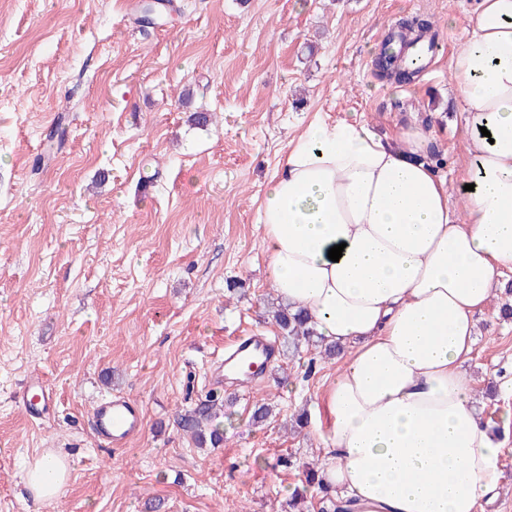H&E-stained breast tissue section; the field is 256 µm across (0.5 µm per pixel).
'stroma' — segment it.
I'll list each match as a JSON object with an SVG mask.
<instances>
[{"label": "stroma", "mask_w": 512, "mask_h": 512, "mask_svg": "<svg viewBox=\"0 0 512 512\" xmlns=\"http://www.w3.org/2000/svg\"><path fill=\"white\" fill-rule=\"evenodd\" d=\"M142 0H0V512H288L298 469L318 462L299 411L324 416L337 363L279 350L263 380L224 388V444L197 447L177 417L214 391L236 337L276 339L258 206L294 135L315 117L415 124L466 167L452 59L474 0H171L146 27ZM432 24L438 49L410 83L378 76L373 47L400 22ZM197 111L212 113L193 125ZM63 126L64 142L47 136ZM512 272L477 317L466 371L501 432L512 512ZM47 409L23 400L32 380ZM120 393L143 414L115 448L94 407ZM271 403L251 421L257 400ZM69 463L60 498L34 507L27 467Z\"/></svg>", "instance_id": "obj_1"}]
</instances>
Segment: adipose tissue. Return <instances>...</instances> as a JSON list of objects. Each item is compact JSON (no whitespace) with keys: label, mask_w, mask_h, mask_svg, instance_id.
Listing matches in <instances>:
<instances>
[{"label":"adipose tissue","mask_w":512,"mask_h":512,"mask_svg":"<svg viewBox=\"0 0 512 512\" xmlns=\"http://www.w3.org/2000/svg\"><path fill=\"white\" fill-rule=\"evenodd\" d=\"M452 74L470 158L457 199L421 159L424 130L342 118L291 140L259 206L270 288L344 355L320 462L343 512H477L501 487L504 450L463 365L512 271V0H479ZM67 471L37 459L35 501L58 498Z\"/></svg>","instance_id":"1"}]
</instances>
